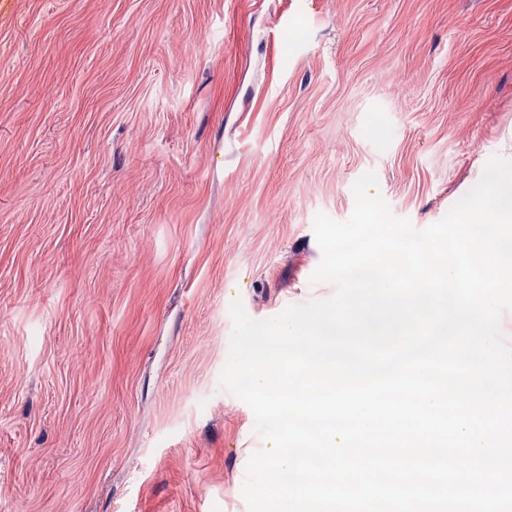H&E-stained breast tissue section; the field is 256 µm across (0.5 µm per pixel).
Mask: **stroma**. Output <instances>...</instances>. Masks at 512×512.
I'll return each mask as SVG.
<instances>
[{
    "label": "stroma",
    "mask_w": 512,
    "mask_h": 512,
    "mask_svg": "<svg viewBox=\"0 0 512 512\" xmlns=\"http://www.w3.org/2000/svg\"><path fill=\"white\" fill-rule=\"evenodd\" d=\"M512 160V0H0V512H247L255 320Z\"/></svg>",
    "instance_id": "1"
}]
</instances>
